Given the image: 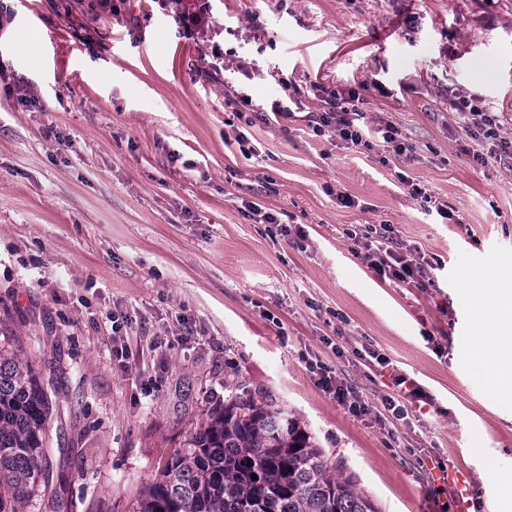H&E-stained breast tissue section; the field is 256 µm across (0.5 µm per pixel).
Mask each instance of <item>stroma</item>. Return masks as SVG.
I'll use <instances>...</instances> for the list:
<instances>
[{
    "instance_id": "obj_1",
    "label": "stroma",
    "mask_w": 512,
    "mask_h": 512,
    "mask_svg": "<svg viewBox=\"0 0 512 512\" xmlns=\"http://www.w3.org/2000/svg\"><path fill=\"white\" fill-rule=\"evenodd\" d=\"M91 4L14 0L0 23L6 80L41 105L0 92V336L57 369L54 479L26 512L54 495L64 512H133L240 383L288 407L380 512L453 505L435 473L454 459L479 512H504L490 472L512 470V407L469 366L466 290L512 271V165L462 154L452 100L478 98L512 136V0H209L191 38L156 0ZM316 84L358 90L366 122L394 123L411 151L314 135ZM291 99L304 112L269 115ZM246 200L302 225L303 246L247 218ZM384 224L393 249L432 262L423 284L381 280L361 256L356 235ZM369 350L429 403L391 419ZM311 356L368 414L321 390ZM400 183L404 184L409 189V194L414 199H421L424 203L433 204L431 206H427L428 212H433L434 210L437 212L439 216H441L445 220H451L452 215L448 212V205L437 203L436 199L432 200V196L427 194L426 190L419 187V185L414 184L412 181L408 179L406 175H400L399 177Z\"/></svg>"
}]
</instances>
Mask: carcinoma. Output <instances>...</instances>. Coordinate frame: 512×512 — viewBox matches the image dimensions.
<instances>
[{
    "label": "carcinoma",
    "mask_w": 512,
    "mask_h": 512,
    "mask_svg": "<svg viewBox=\"0 0 512 512\" xmlns=\"http://www.w3.org/2000/svg\"><path fill=\"white\" fill-rule=\"evenodd\" d=\"M41 374L0 349V512H25L53 471ZM257 479H252V476ZM135 512H378L287 410L251 391L189 435L139 491Z\"/></svg>",
    "instance_id": "1"
}]
</instances>
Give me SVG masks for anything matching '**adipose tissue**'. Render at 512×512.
Instances as JSON below:
<instances>
[{"label":"adipose tissue","mask_w":512,"mask_h":512,"mask_svg":"<svg viewBox=\"0 0 512 512\" xmlns=\"http://www.w3.org/2000/svg\"><path fill=\"white\" fill-rule=\"evenodd\" d=\"M470 294L481 318L471 338V368L486 380L497 403L511 406L512 278L477 283Z\"/></svg>","instance_id":"adipose-tissue-1"}]
</instances>
